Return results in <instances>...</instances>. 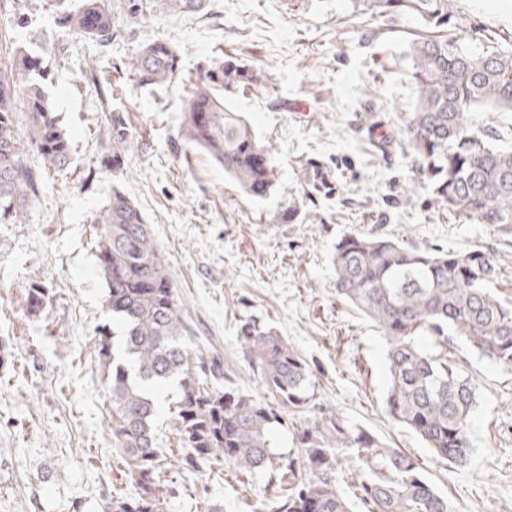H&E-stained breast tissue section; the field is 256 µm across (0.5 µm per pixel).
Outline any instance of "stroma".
<instances>
[{"label":"stroma","instance_id":"1","mask_svg":"<svg viewBox=\"0 0 512 512\" xmlns=\"http://www.w3.org/2000/svg\"><path fill=\"white\" fill-rule=\"evenodd\" d=\"M120 40L96 47L59 21L46 0H0V56L22 49L41 58V83L70 138V164L43 172L24 223L0 224V512H105L128 490L112 450L110 402L95 357V330L111 322L97 273L92 219L120 190L139 206L164 253L198 334L255 399L267 400L237 343L243 313L265 318L313 369L316 404L340 412L387 445L411 454L456 512H512V372L465 344L450 354L479 384L471 421L473 452L448 464L385 409L386 343L336 294L338 237L378 230L406 243L448 251L484 249L499 275L494 290L512 300V239L493 226L452 220L424 186L408 191L409 160L381 156L356 126L364 108L401 119L410 112V44L424 32L414 16H375L364 0H209L206 15L162 10L127 15L109 0ZM512 47V0H454ZM162 38L182 55L183 81L142 87L122 80L111 103L85 70L121 66L140 45ZM228 54L270 74L234 94L277 161L266 200L248 198L203 151L180 136L186 78ZM129 112L134 140L123 170L108 158L112 112ZM324 162L332 190L308 194L306 160ZM296 207L293 224L278 215ZM47 292L34 313L31 286ZM174 495L165 512H267L278 490L263 473L238 479L168 466Z\"/></svg>","mask_w":512,"mask_h":512}]
</instances>
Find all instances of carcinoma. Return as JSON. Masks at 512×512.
Segmentation results:
<instances>
[{"label":"carcinoma","mask_w":512,"mask_h":512,"mask_svg":"<svg viewBox=\"0 0 512 512\" xmlns=\"http://www.w3.org/2000/svg\"><path fill=\"white\" fill-rule=\"evenodd\" d=\"M137 19L154 6L198 15L207 0H128ZM59 19L85 40L102 45L118 37L104 0H47ZM375 13L413 15L440 33L410 46L412 111L397 134L402 155L415 163L431 202L458 219L490 224L512 234V147L498 144L493 126L478 127L474 112H512V50L479 40L472 50L454 31L478 36L486 29L462 20L451 0H367ZM180 51L163 39L143 44L123 71L138 84L156 87L180 75ZM40 59L26 52L0 61V223H22L39 195L43 174L26 161L35 148L61 171L69 165V138L55 105L35 78ZM86 80L112 100V80L91 69ZM270 79L229 56L198 73L188 86L181 137L204 150L253 200L275 188L277 165L250 124L227 100L229 94ZM26 136L19 134V119ZM387 114L358 113L371 146L381 153L393 141ZM133 133L125 115L112 114V169L123 168ZM309 189L329 188L320 164ZM97 268L105 284L110 333L96 329L95 354L111 395L109 429L134 488L115 498L119 512H163L160 473L168 459L159 448V402L153 390L172 383L177 397L172 429L178 459L188 472L228 467L235 474L265 472L280 492L270 512H351L342 495L344 474L356 479V499L365 512H455L410 455L388 448L370 430L337 411L312 403L313 370L274 327L255 315L237 326V342L252 374L271 396L254 399L241 390L210 343L195 336L182 310L177 286L138 205L113 191L93 219ZM336 294L380 330L387 350L390 418L410 429L436 457L461 464L471 453L470 424L479 385L448 356L461 338L482 358L512 370V300L494 291L495 262L484 250L423 249L385 233L351 232L334 246ZM288 413L294 450L273 449L271 432Z\"/></svg>","instance_id":"cac0c4a2"}]
</instances>
